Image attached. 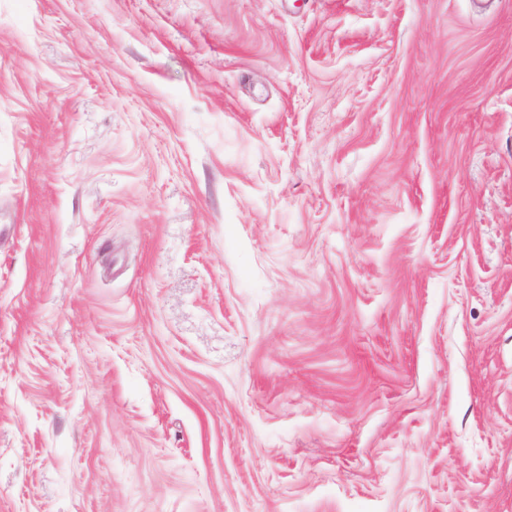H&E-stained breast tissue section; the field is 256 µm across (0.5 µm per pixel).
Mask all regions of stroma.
I'll return each instance as SVG.
<instances>
[{
  "label": "stroma",
  "mask_w": 512,
  "mask_h": 512,
  "mask_svg": "<svg viewBox=\"0 0 512 512\" xmlns=\"http://www.w3.org/2000/svg\"><path fill=\"white\" fill-rule=\"evenodd\" d=\"M0 512H512V0H0Z\"/></svg>",
  "instance_id": "1"
}]
</instances>
